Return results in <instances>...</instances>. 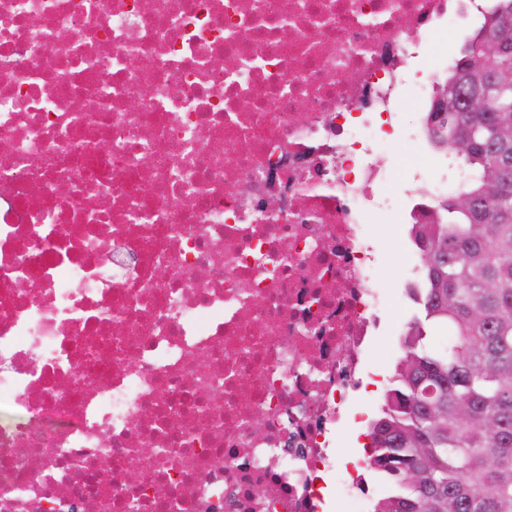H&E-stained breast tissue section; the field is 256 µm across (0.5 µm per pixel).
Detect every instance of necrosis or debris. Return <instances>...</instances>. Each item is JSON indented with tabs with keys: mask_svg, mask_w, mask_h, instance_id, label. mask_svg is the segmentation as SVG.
<instances>
[{
	"mask_svg": "<svg viewBox=\"0 0 512 512\" xmlns=\"http://www.w3.org/2000/svg\"><path fill=\"white\" fill-rule=\"evenodd\" d=\"M491 4L0 0V512H321L372 217L448 185L411 78Z\"/></svg>",
	"mask_w": 512,
	"mask_h": 512,
	"instance_id": "necrosis-or-debris-1",
	"label": "necrosis or debris"
}]
</instances>
